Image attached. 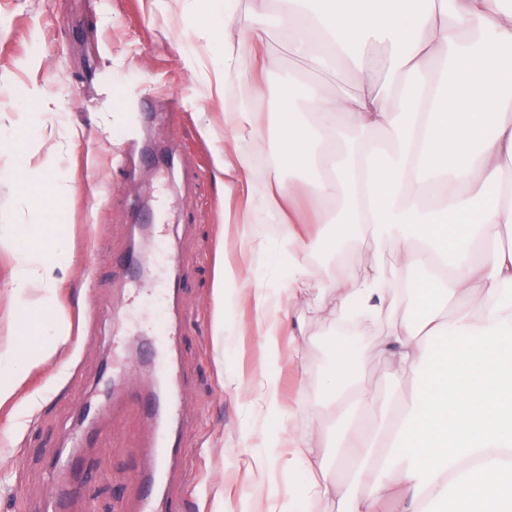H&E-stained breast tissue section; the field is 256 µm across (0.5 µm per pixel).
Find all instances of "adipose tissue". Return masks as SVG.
Returning <instances> with one entry per match:
<instances>
[{
	"instance_id": "adipose-tissue-1",
	"label": "adipose tissue",
	"mask_w": 512,
	"mask_h": 512,
	"mask_svg": "<svg viewBox=\"0 0 512 512\" xmlns=\"http://www.w3.org/2000/svg\"><path fill=\"white\" fill-rule=\"evenodd\" d=\"M210 25L225 26L223 51L203 78L224 110V133L203 130L224 184L225 219L242 261L265 244L260 214L275 213L288 235L279 246L288 282L252 288L255 325L268 352L287 327L285 309L324 289L341 320L386 322L382 342L396 384H411L406 407L390 415L365 391L354 367L365 355L346 339L313 415L344 419L350 403L382 415L359 437L347 482L328 475L315 435L300 440L289 466L307 473L305 497L326 512H512V8L500 0H210ZM271 15L289 51L310 67L343 62L349 89L331 96L307 87L302 111L282 109L276 134L263 120L265 82L277 67L256 20ZM381 48L370 59V48ZM249 75L250 89L240 85ZM273 137L272 153L256 142ZM279 159L310 173L294 185L259 182V164ZM385 235L402 274L354 276L310 260L322 246L308 224ZM63 224H5L0 249L33 240L11 275L10 299L23 317L0 345V408L16 405L35 369L70 336L56 271ZM454 302L456 315L442 307Z\"/></svg>"
}]
</instances>
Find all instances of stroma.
Instances as JSON below:
<instances>
[{
	"mask_svg": "<svg viewBox=\"0 0 512 512\" xmlns=\"http://www.w3.org/2000/svg\"><path fill=\"white\" fill-rule=\"evenodd\" d=\"M267 41L297 80L325 94L348 87L344 69L310 72L279 31L270 30ZM213 43L204 20L183 19L180 0H0V134L37 160L50 146L59 151L56 167L39 173L36 184L0 177V225L41 223L46 213L34 196L49 180L70 182L69 194L51 206L70 227L61 298L84 314L59 355L66 377L51 367L33 374L29 388L38 398L25 407V432L14 435L12 409L0 410V449L11 453L0 470V512H43L58 492L50 479L54 451L72 447L88 424L98 425L102 442L87 454L90 474L73 491L71 512H131L148 434L136 394L153 368L143 365L140 344L122 345L126 362L143 374L113 394L104 372L112 366L116 313L141 336L174 322L185 338L179 361L188 378L187 422L179 443L194 476L183 487L192 512H214L219 493L224 512H269L291 499L297 512H323L304 497V469L287 471L282 461L289 438L310 429L307 407L323 395L333 365L336 315L324 295L312 293L291 308L304 323V367L296 366L286 338L268 356L242 296L227 324L244 325L245 334L225 337L223 357L214 351L217 255L239 266L245 287H279L288 266L278 247L288 227L258 225L266 250L249 267H240L234 240L218 242L224 195L201 131L223 132L224 114L211 108L204 83L187 66L194 58L209 64ZM134 245L152 257L141 294L127 285L122 267ZM338 263L356 274L377 265L397 269L393 245L370 235L322 251L311 271L319 277ZM386 330L369 321L358 328L352 342L367 356L356 373L366 391L400 405L411 390L392 389L378 352ZM270 375L279 380L284 412L276 419L265 418L254 393Z\"/></svg>",
	"mask_w": 512,
	"mask_h": 512,
	"instance_id": "obj_1",
	"label": "stroma"
}]
</instances>
